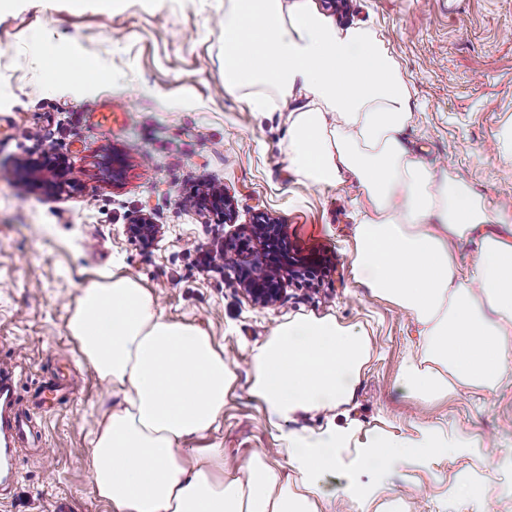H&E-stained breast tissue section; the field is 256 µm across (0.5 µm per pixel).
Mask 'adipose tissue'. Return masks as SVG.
Returning a JSON list of instances; mask_svg holds the SVG:
<instances>
[{"label":"adipose tissue","instance_id":"adipose-tissue-1","mask_svg":"<svg viewBox=\"0 0 512 512\" xmlns=\"http://www.w3.org/2000/svg\"><path fill=\"white\" fill-rule=\"evenodd\" d=\"M224 88L267 112L300 88L311 107L290 112L292 169L318 186L352 174L367 209L354 228L352 273L375 296L409 311L424 338L398 375L427 403L448 393L493 390L512 372V243L485 233L491 211L464 180L434 171L408 149L409 85L368 25L340 28L306 5L229 0ZM478 239L471 266L456 243ZM67 329L88 365L121 399L90 439L89 473L111 512H333L319 480L343 479L353 512H402L385 499L387 474L437 454H469L470 439L426 423L406 439H360L355 421L302 433V413H348L372 355L359 325L301 316L275 326L250 355L248 393L281 440L278 465L262 453L228 466L224 451L195 458L188 439L224 417L235 381L201 327L166 316L137 279L83 288Z\"/></svg>","mask_w":512,"mask_h":512}]
</instances>
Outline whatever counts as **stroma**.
<instances>
[{
    "label": "stroma",
    "instance_id": "35a3bbf8",
    "mask_svg": "<svg viewBox=\"0 0 512 512\" xmlns=\"http://www.w3.org/2000/svg\"><path fill=\"white\" fill-rule=\"evenodd\" d=\"M225 2L119 0L104 13L94 0H47L0 12V367L14 368L27 403L59 375L78 385L37 418L48 457L17 448L18 480L0 496V512H109L90 484L89 438L111 391L67 321L82 288L115 272L139 280L167 315L203 328L236 375L223 422L188 447L218 444L240 461L280 447L247 393V353L280 321L331 314L373 340L351 412L362 431L411 437L420 422L444 421L481 442L474 454L397 470L392 494L406 497L410 512H512V378L422 407L398 386L419 327L352 278L357 183L348 175L319 188L292 170L288 114L307 107L305 92L271 112L250 111L241 93L225 92ZM308 3L337 24L377 28L411 86L409 150L512 215V0H346L338 10ZM38 32L60 55L99 59L101 72L47 74L35 63ZM113 149L125 157L117 180ZM45 150L66 157L78 193L55 199L21 188L18 160ZM210 187L230 197L234 221L188 206ZM142 213L161 226L147 249L126 235ZM259 213L282 224L302 254L327 262L273 307L252 303L224 276L225 239Z\"/></svg>",
    "mask_w": 512,
    "mask_h": 512
}]
</instances>
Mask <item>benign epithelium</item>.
Listing matches in <instances>:
<instances>
[{"label":"benign epithelium","mask_w":512,"mask_h":512,"mask_svg":"<svg viewBox=\"0 0 512 512\" xmlns=\"http://www.w3.org/2000/svg\"><path fill=\"white\" fill-rule=\"evenodd\" d=\"M19 164L30 174L23 182L27 191L42 189L51 197L61 198L78 189L65 158L54 151L22 159ZM244 232L245 237L237 233L224 242V268L230 281L256 305H276L287 283L322 263L319 256H301L292 251L279 224L258 220ZM126 233L131 240L149 246L157 240L161 226L143 213L126 225Z\"/></svg>","instance_id":"obj_1"}]
</instances>
